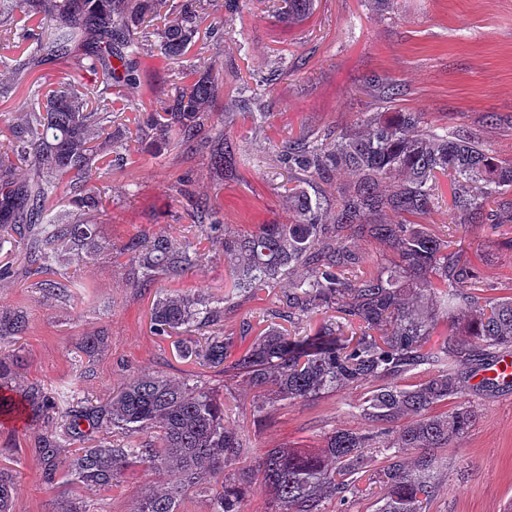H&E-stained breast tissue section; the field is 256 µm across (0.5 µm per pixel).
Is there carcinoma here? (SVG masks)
<instances>
[{
	"mask_svg": "<svg viewBox=\"0 0 512 512\" xmlns=\"http://www.w3.org/2000/svg\"><path fill=\"white\" fill-rule=\"evenodd\" d=\"M314 0H277L274 13L302 22ZM240 0H0V42H11L18 10L37 19L26 30L24 58L0 57V98L19 81L48 64L63 66L55 86L29 92L24 111L0 129V251L21 249L26 274L46 273L62 253L73 261L112 250L99 229L107 200L94 181L116 160L130 155L117 127L123 113L137 111L124 91L158 72L166 88L152 101L145 124L152 135L135 133L129 142L148 141L157 152L192 153L207 144L210 169L221 178L237 174L239 147L227 128L236 114L259 124L266 118L257 90L279 73L252 76L256 91L235 101V111L217 112L224 92V62L210 57L185 71L179 60L200 38L224 42V16ZM361 91L393 102L400 84L369 78ZM421 114L402 108L368 112L336 130L302 132L285 142L277 158L290 187L282 199L289 224H258L240 235L224 226L214 197H197L189 180L174 192L191 202L189 218L204 227L214 253L224 257L232 288L220 302L209 295L166 293L151 309L154 335H176L183 359H196L256 389L253 422L280 405L315 402L341 389L371 385L360 416L365 426L336 428L322 448L283 445L264 448L254 464L230 472L242 457L239 431L224 423V393L177 381L163 372L133 374L120 392L99 406L62 409L39 385L17 400L0 391V414L26 412L58 416L60 430L43 436L36 452L44 482L58 478L86 491L112 486L118 472L139 467L173 473L175 480L136 499L132 512H178L183 499L204 493L210 512H243L247 491L268 493L267 512H323L336 502L346 512L358 482L373 472L380 485L379 512H425L436 485L440 452L464 437L477 420L461 401L469 381L503 349L512 347V277H484L474 260L451 249L428 218L439 204L440 178L450 180L453 223L467 229L512 224V161L496 157L465 129H420ZM350 180L335 181L340 174ZM331 193L310 194L317 183ZM68 197L70 210L53 212L52 200ZM362 242L390 251L365 267ZM141 289L159 276H179L202 261L190 243L163 236H135L117 249ZM281 283L273 323L252 339L250 315L239 333L204 338L195 332L224 321L227 312L257 291ZM39 288L65 296L68 285L44 279ZM333 315H328V312ZM326 317L317 324L310 318ZM443 339L432 341L440 322ZM21 310L0 312V344L25 334ZM18 350L0 356V380L20 367ZM108 429L120 443L92 442ZM366 448H378L384 465L372 469ZM418 455L403 459L397 449ZM14 474L0 468V512H12ZM55 512H93L75 491L58 499Z\"/></svg>",
	"mask_w": 512,
	"mask_h": 512,
	"instance_id": "carcinoma-1",
	"label": "carcinoma"
}]
</instances>
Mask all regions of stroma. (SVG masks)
<instances>
[{"label": "stroma", "instance_id": "obj_1", "mask_svg": "<svg viewBox=\"0 0 512 512\" xmlns=\"http://www.w3.org/2000/svg\"><path fill=\"white\" fill-rule=\"evenodd\" d=\"M224 27L223 47L192 48L189 61L220 53L225 71L245 78L276 66L286 69L261 93L265 122L257 126L241 117L231 131L242 147L236 179L215 180L205 152L187 156L171 150L138 154L98 183L112 214L100 230L113 245L138 234L162 235L197 245L207 254L204 263L182 276L160 278L147 290L134 288L120 258L108 252L80 265L59 263L53 267L56 278L71 283L70 298L59 300L44 296L35 278L22 274L23 252H0V265L17 271L0 281V311L20 309L28 319L17 343L24 362L12 381L16 388L44 384L72 407L106 402L136 372L161 371L216 386L225 395L224 419L239 426L243 455L250 459L287 442L320 447L333 429L360 426L367 389L277 408L258 427L249 412L251 387L180 358L173 339L152 334L155 293L200 290L220 297L231 282L223 259L209 254L201 227L187 216V202L175 201L178 177H189L196 193L219 197L229 230L287 223L276 193L284 176L278 147L301 132L350 125L373 111L371 99L359 92L373 76L400 83L399 106L421 113L425 127L468 129L492 153L512 159V0H392L382 7L374 0H316L308 19L290 25L276 21L263 0H249L227 16ZM491 113L498 123H487ZM453 240L466 256L481 252L487 276L512 275V251L496 246L489 229L460 230ZM99 331L106 347L87 358L82 338ZM468 399L479 417L469 433L444 449L426 512H503L512 502V388L472 390ZM57 427L43 418L0 422V466L13 471L19 488L15 512H49L61 495L44 484L36 454L41 437ZM163 481L161 474L128 469L112 488L94 494L95 508L131 512L141 491Z\"/></svg>", "mask_w": 512, "mask_h": 512}]
</instances>
